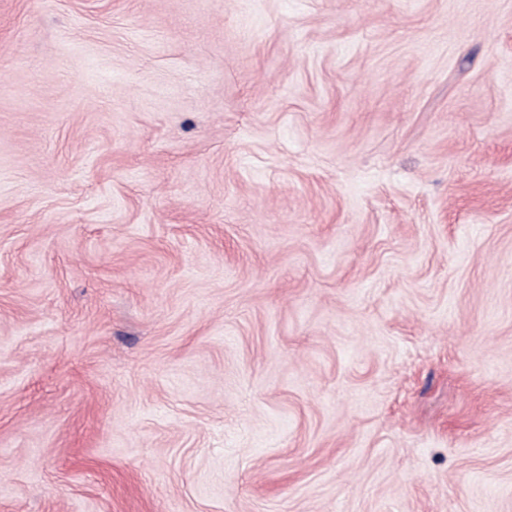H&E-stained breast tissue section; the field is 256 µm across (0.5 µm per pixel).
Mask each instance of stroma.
I'll return each mask as SVG.
<instances>
[{
    "label": "stroma",
    "mask_w": 512,
    "mask_h": 512,
    "mask_svg": "<svg viewBox=\"0 0 512 512\" xmlns=\"http://www.w3.org/2000/svg\"><path fill=\"white\" fill-rule=\"evenodd\" d=\"M0 512H512V0H0Z\"/></svg>",
    "instance_id": "35a3bbf8"
}]
</instances>
